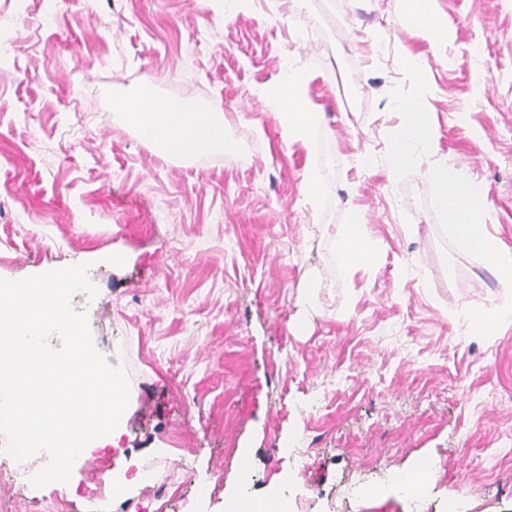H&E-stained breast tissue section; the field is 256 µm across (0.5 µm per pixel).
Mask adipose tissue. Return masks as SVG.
I'll use <instances>...</instances> for the list:
<instances>
[{"mask_svg":"<svg viewBox=\"0 0 512 512\" xmlns=\"http://www.w3.org/2000/svg\"><path fill=\"white\" fill-rule=\"evenodd\" d=\"M434 3L435 0H400L399 15L407 28L418 31L427 39L433 55L443 60L447 57L451 34L447 20L435 10ZM313 79L310 71L291 67L266 93L285 143L307 142L322 121L320 110L307 96ZM116 107L164 153L190 156L204 147L223 151L229 146L223 113L203 112L188 104L165 105L147 93L139 94L131 101L117 100ZM395 109L402 122L395 135L390 167L397 172L413 163L417 145L432 140L434 124L428 102L401 101L396 103ZM433 177L440 186V205L453 217V231L469 251L481 255L502 287L512 288V251L500 246L483 231L487 202L482 188L451 165L435 168ZM337 255L347 268L374 260L364 225H346L337 240Z\"/></svg>","mask_w":512,"mask_h":512,"instance_id":"1","label":"adipose tissue"}]
</instances>
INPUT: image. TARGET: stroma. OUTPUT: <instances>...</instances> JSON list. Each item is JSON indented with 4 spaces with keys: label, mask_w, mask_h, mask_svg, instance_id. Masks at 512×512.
<instances>
[{
    "label": "stroma",
    "mask_w": 512,
    "mask_h": 512,
    "mask_svg": "<svg viewBox=\"0 0 512 512\" xmlns=\"http://www.w3.org/2000/svg\"><path fill=\"white\" fill-rule=\"evenodd\" d=\"M436 7L450 62L419 74L402 58L428 43L395 0H0V278L89 264L98 294L71 305L130 389L120 447L77 459L67 488L14 486L0 436V512H87L83 490L140 468L153 482L112 512H224L272 484L288 512H512V323L471 320L512 298L428 175L465 171L512 249V0ZM291 63L317 74L305 145L263 100ZM145 88L223 112L231 148L158 152L114 107ZM400 100L437 128L392 179ZM354 213L375 260L347 269ZM423 460L417 504L397 483Z\"/></svg>",
    "instance_id": "1"
}]
</instances>
